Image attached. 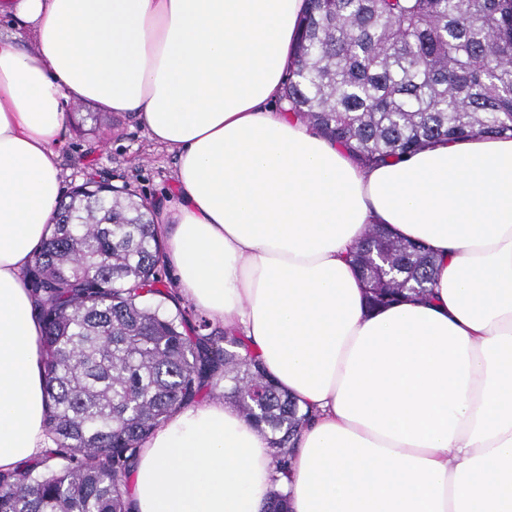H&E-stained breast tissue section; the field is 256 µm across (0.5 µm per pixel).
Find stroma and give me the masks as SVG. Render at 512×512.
Returning <instances> with one entry per match:
<instances>
[{
	"label": "stroma",
	"mask_w": 512,
	"mask_h": 512,
	"mask_svg": "<svg viewBox=\"0 0 512 512\" xmlns=\"http://www.w3.org/2000/svg\"><path fill=\"white\" fill-rule=\"evenodd\" d=\"M62 158L67 192L82 183L92 167L108 172L113 185H128L137 198L150 203L169 199L175 190L172 156L154 145L132 116L91 103L73 109Z\"/></svg>",
	"instance_id": "35a3bbf8"
}]
</instances>
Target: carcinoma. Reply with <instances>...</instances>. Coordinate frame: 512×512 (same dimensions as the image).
I'll use <instances>...</instances> for the list:
<instances>
[{"instance_id":"1","label":"carcinoma","mask_w":512,"mask_h":512,"mask_svg":"<svg viewBox=\"0 0 512 512\" xmlns=\"http://www.w3.org/2000/svg\"><path fill=\"white\" fill-rule=\"evenodd\" d=\"M284 92L363 166L441 139L512 138V0H307ZM96 176L59 201L28 272L55 448L0 473V512H131L141 443L215 380L287 474L309 412L241 354L243 336L188 318L151 208ZM354 263L372 310L426 295L436 272L427 248L377 224Z\"/></svg>"}]
</instances>
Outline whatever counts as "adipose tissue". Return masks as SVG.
<instances>
[{
    "label": "adipose tissue",
    "mask_w": 512,
    "mask_h": 512,
    "mask_svg": "<svg viewBox=\"0 0 512 512\" xmlns=\"http://www.w3.org/2000/svg\"><path fill=\"white\" fill-rule=\"evenodd\" d=\"M306 0H0V473L54 442L26 271L50 233L69 105L133 115L176 159L173 290L312 420L289 477L235 408L142 443L134 512H512V138L364 167L283 96ZM31 36L36 47L19 41ZM438 260L429 295L364 306L369 225Z\"/></svg>",
    "instance_id": "ef3b65f1"
}]
</instances>
